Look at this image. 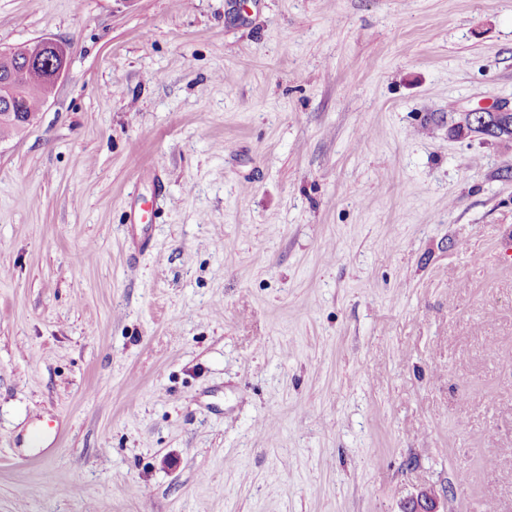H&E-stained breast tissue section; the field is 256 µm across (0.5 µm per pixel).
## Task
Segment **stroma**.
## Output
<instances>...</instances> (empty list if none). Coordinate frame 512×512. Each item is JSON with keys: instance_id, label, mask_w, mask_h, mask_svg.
<instances>
[{"instance_id": "stroma-1", "label": "stroma", "mask_w": 512, "mask_h": 512, "mask_svg": "<svg viewBox=\"0 0 512 512\" xmlns=\"http://www.w3.org/2000/svg\"><path fill=\"white\" fill-rule=\"evenodd\" d=\"M0 512H512V0H0ZM139 200L151 241L129 245ZM42 43L52 45L55 48L56 54L63 58V63L60 65L56 64V61L53 58L47 60L44 64V68L47 70L46 73L49 75V79L55 84V86L61 81L63 78L66 67H67V49L64 44L57 41L52 37H42L39 39ZM20 47H9L0 49V79L4 77L5 72L8 69V65L15 61V56L27 55L30 60L35 64L41 58H45L47 48L39 42H32L28 44H21ZM53 89L44 81L32 77H22L18 84L13 88V92L18 96L20 106L24 111L23 120L31 118L29 122L18 123L13 119L4 116L0 112V138L3 139L12 134H18L24 130L35 119L44 99L52 94ZM512 110L506 104L495 105L490 108H478L466 112L467 127L470 133L490 138L507 137L502 134L505 126L502 123L504 117L510 116ZM440 498L434 489L421 490L411 497L403 506L401 512H446L439 510Z\"/></svg>"}]
</instances>
